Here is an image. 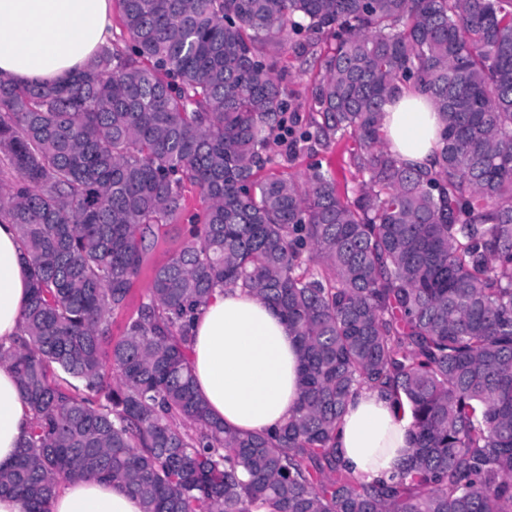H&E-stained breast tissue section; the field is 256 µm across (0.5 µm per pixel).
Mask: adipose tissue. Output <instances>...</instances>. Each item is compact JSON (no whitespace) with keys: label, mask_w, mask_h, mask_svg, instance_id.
<instances>
[{"label":"adipose tissue","mask_w":512,"mask_h":512,"mask_svg":"<svg viewBox=\"0 0 512 512\" xmlns=\"http://www.w3.org/2000/svg\"><path fill=\"white\" fill-rule=\"evenodd\" d=\"M112 0H0V74L22 85L53 84L108 45ZM393 153L408 165L435 164L439 117L429 97L407 93L384 106ZM29 271L14 225L0 222V344L21 332ZM194 387L226 428L272 431L295 412L300 349L287 321L249 290L215 289L193 321ZM33 421L13 372L0 366V467L10 466ZM408 411L387 392L364 387L346 406L336 437L343 462L366 479L390 477L407 458ZM50 512H142L140 499L107 482L73 479Z\"/></svg>","instance_id":"obj_1"}]
</instances>
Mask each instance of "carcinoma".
<instances>
[{"label": "carcinoma", "mask_w": 512, "mask_h": 512, "mask_svg": "<svg viewBox=\"0 0 512 512\" xmlns=\"http://www.w3.org/2000/svg\"><path fill=\"white\" fill-rule=\"evenodd\" d=\"M118 2L122 43L71 79L0 76V219L31 277L0 366L34 415L0 493L49 512L88 478L143 512H512V0ZM289 49L320 63L303 125ZM406 90L439 113L432 172L385 147ZM346 135L366 176L350 197L320 167L263 172ZM190 191L206 207L112 338ZM217 287L299 340L297 409L273 433L225 428L194 390L190 324ZM365 385L411 417L387 479L336 448Z\"/></svg>", "instance_id": "1"}]
</instances>
